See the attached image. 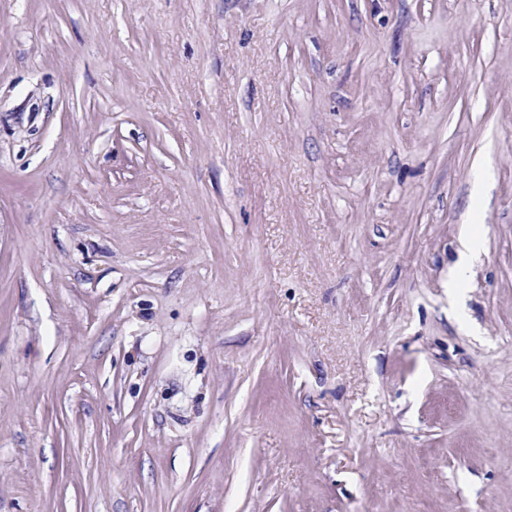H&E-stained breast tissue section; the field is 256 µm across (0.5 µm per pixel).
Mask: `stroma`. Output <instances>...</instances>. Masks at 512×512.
<instances>
[{
	"instance_id": "obj_1",
	"label": "stroma",
	"mask_w": 512,
	"mask_h": 512,
	"mask_svg": "<svg viewBox=\"0 0 512 512\" xmlns=\"http://www.w3.org/2000/svg\"><path fill=\"white\" fill-rule=\"evenodd\" d=\"M0 512H512V0H0ZM461 245L462 249L459 251V260L448 275V288H451L452 290L458 288L459 283L463 280L472 254L479 248L477 235L472 231H467L461 239Z\"/></svg>"
}]
</instances>
